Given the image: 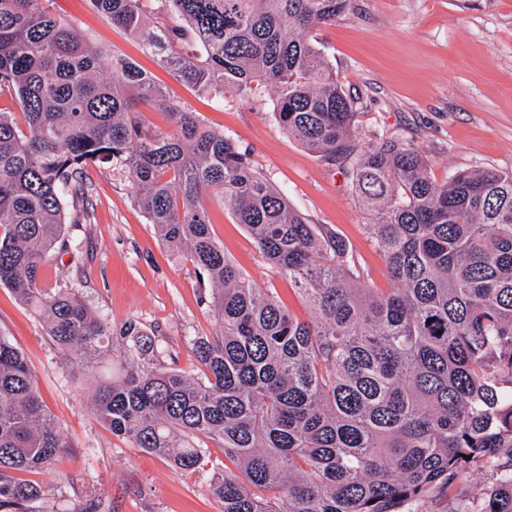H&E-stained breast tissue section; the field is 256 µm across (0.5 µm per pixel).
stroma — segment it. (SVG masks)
Instances as JSON below:
<instances>
[{
	"label": "stroma",
	"instance_id": "35a3bbf8",
	"mask_svg": "<svg viewBox=\"0 0 512 512\" xmlns=\"http://www.w3.org/2000/svg\"><path fill=\"white\" fill-rule=\"evenodd\" d=\"M48 7L72 17L110 53L136 62L166 97L249 149L255 167L294 209L348 243L361 281L388 287L386 264L364 229L367 218L349 179L288 137L274 115L273 90L262 89L258 105L233 98L215 104L160 68L89 0H50ZM314 35L357 100L359 144L382 136L410 144L439 183L476 167L512 171V0H354L348 13ZM88 177L89 216L66 224L70 251L43 267V287L77 289L113 328L142 323L156 338L162 365L194 370V339L216 332L208 282L186 254L161 241L125 175L94 168ZM207 213L215 240L253 285L310 319L294 287L266 263L223 203L210 198ZM0 335L26 357L68 441L60 474L26 476L40 488L36 512H222L207 472L175 469L92 419L94 379L61 363L37 315L5 287Z\"/></svg>",
	"mask_w": 512,
	"mask_h": 512
}]
</instances>
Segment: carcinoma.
Here are the masks:
<instances>
[{"mask_svg":"<svg viewBox=\"0 0 512 512\" xmlns=\"http://www.w3.org/2000/svg\"><path fill=\"white\" fill-rule=\"evenodd\" d=\"M177 80L224 103L276 94L288 136L342 167L385 260L390 287L358 280L348 244L308 223L255 169L249 151L164 96L42 0H0V286L32 308L67 364L99 379L94 417L136 447L196 471L208 442L223 512H413L473 469L497 479L448 512H512V172H459L439 184L394 138L362 149L355 99L313 39L353 0H89ZM191 42L197 52L178 47ZM166 110L152 126L140 104ZM137 188L160 239L187 251L211 286L217 332L194 339L193 372L161 365L137 321L120 329L40 271L68 250L67 208L87 219V169ZM221 197L268 265L314 318L253 287L214 239L205 198ZM71 206H66L64 195ZM112 375L98 369L112 344ZM68 442L23 353L0 336V512H32L19 472L60 473Z\"/></svg>","mask_w":512,"mask_h":512,"instance_id":"carcinoma-1","label":"carcinoma"}]
</instances>
